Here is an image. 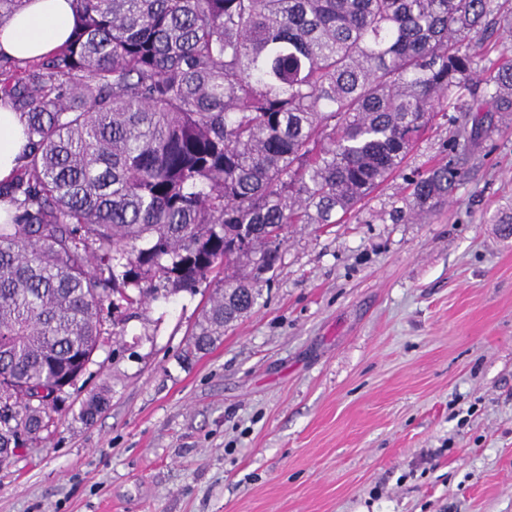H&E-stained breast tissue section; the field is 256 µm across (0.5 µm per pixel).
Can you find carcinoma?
Segmentation results:
<instances>
[{"instance_id": "obj_1", "label": "carcinoma", "mask_w": 512, "mask_h": 512, "mask_svg": "<svg viewBox=\"0 0 512 512\" xmlns=\"http://www.w3.org/2000/svg\"><path fill=\"white\" fill-rule=\"evenodd\" d=\"M69 42L0 70L25 123L0 182V465L57 427L92 356L159 296L216 289L195 346L250 312L289 224H335L434 112H469L462 41L497 0H72ZM482 94L512 112V60ZM460 178L412 183L424 207ZM104 384L82 401L107 407Z\"/></svg>"}]
</instances>
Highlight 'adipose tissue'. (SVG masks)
Returning a JSON list of instances; mask_svg holds the SVG:
<instances>
[{
  "mask_svg": "<svg viewBox=\"0 0 512 512\" xmlns=\"http://www.w3.org/2000/svg\"><path fill=\"white\" fill-rule=\"evenodd\" d=\"M75 22L70 0H28L23 11L0 21V55L44 56L68 41ZM25 144L19 113L0 104V182L13 175Z\"/></svg>",
  "mask_w": 512,
  "mask_h": 512,
  "instance_id": "adipose-tissue-1",
  "label": "adipose tissue"
}]
</instances>
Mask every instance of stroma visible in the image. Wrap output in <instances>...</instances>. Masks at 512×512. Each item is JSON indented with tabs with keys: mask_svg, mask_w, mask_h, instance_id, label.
I'll return each mask as SVG.
<instances>
[{
	"mask_svg": "<svg viewBox=\"0 0 512 512\" xmlns=\"http://www.w3.org/2000/svg\"><path fill=\"white\" fill-rule=\"evenodd\" d=\"M471 51L479 73L512 58V0ZM472 107L435 114L344 222L289 225L207 351L186 354L210 289L126 320L0 469V512H512V112ZM444 165L460 181L413 216L412 180ZM111 388L104 384L98 390L91 392L88 397L82 401L80 407V415L82 418L93 419V417L100 413L107 407L110 401Z\"/></svg>",
	"mask_w": 512,
	"mask_h": 512,
	"instance_id": "1",
	"label": "stroma"
}]
</instances>
